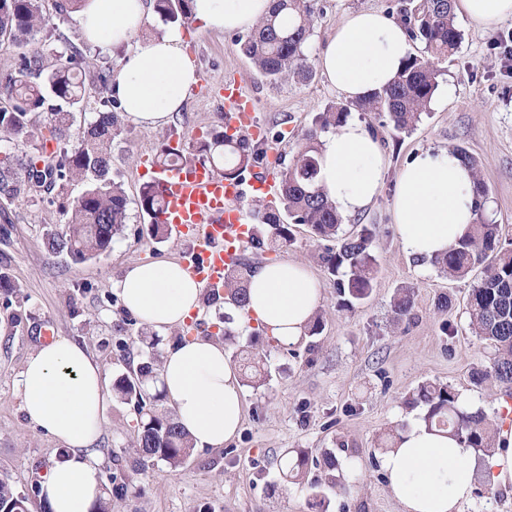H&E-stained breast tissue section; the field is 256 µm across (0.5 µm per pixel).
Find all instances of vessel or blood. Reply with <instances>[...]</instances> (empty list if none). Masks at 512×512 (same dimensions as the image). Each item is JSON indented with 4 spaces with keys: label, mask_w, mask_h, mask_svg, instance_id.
Listing matches in <instances>:
<instances>
[{
    "label": "vessel or blood",
    "mask_w": 512,
    "mask_h": 512,
    "mask_svg": "<svg viewBox=\"0 0 512 512\" xmlns=\"http://www.w3.org/2000/svg\"><path fill=\"white\" fill-rule=\"evenodd\" d=\"M224 125L257 139L261 127L255 105L239 83L224 85ZM163 197L162 221L177 238L189 239L180 263L203 289L216 287L237 265L250 237L245 201L276 192L275 175L262 172L236 181L202 165L160 168L155 176Z\"/></svg>",
    "instance_id": "vessel-or-blood-1"
}]
</instances>
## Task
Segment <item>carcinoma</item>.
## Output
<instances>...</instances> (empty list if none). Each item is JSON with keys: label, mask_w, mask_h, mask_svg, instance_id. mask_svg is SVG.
<instances>
[{"label": "carcinoma", "mask_w": 512, "mask_h": 512, "mask_svg": "<svg viewBox=\"0 0 512 512\" xmlns=\"http://www.w3.org/2000/svg\"><path fill=\"white\" fill-rule=\"evenodd\" d=\"M192 0H155L154 11L166 24L190 22ZM316 0H276L271 13L260 20L244 38L240 50L265 77L273 80L297 79L306 82L313 70L305 46L316 22ZM400 22L411 39L422 44L418 55L408 56L398 77L381 92L358 103L331 105L318 113L312 127L304 132L290 165L281 174L280 205L257 204L253 207L254 235L251 249L277 252L293 242L291 227L306 225L318 242L336 239L343 218L335 204L316 185L320 134L346 122L351 109L389 117L393 128H413L427 111L438 87V74L430 58H445L462 42L455 23L452 0H416L397 7ZM6 36L22 49L13 68L0 73V140H21L30 144L32 153L7 160L0 159V195L9 199L38 198L61 201L70 212L67 229L46 227L43 245L53 255L64 254L75 262H84L106 252L113 238L127 224V197L121 182L112 176V146L125 131L118 103L111 97L102 102L96 119L79 136L72 134L74 116L90 106L86 97V79L109 92L111 71L95 68L76 46L47 55L44 46L52 39L50 18L44 0H0V36ZM56 150L44 152L42 129ZM228 157L229 178H239L259 166L265 157L264 143L239 134L226 135L216 130L198 145L163 142L160 156L163 166L193 162L201 153ZM473 171L476 195L486 199L488 181L477 159L463 147L452 149ZM83 184L76 197L68 196L69 186ZM141 213L149 218L151 237L161 239L167 227L159 219L162 197L159 187L149 183L138 200ZM501 227L486 220L477 210L472 232L432 264L453 280L473 279L467 310L469 326L488 342L493 350L490 366L477 372L499 382L512 395V250L500 247ZM373 232L364 227L357 234L340 240L336 247L325 246L318 258L333 277L337 292L350 307L366 299L378 272L372 251ZM252 268L239 265L224 277V283L207 295V302L231 304L243 308L247 301V282ZM415 311L414 291L402 287L393 301L397 321H408ZM158 382L153 363L140 364L131 376L120 378L116 394L127 401L141 402L146 387ZM458 393L446 384L426 382L417 389L415 400L428 407L426 421L448 430L468 446L486 452L495 448L496 434L480 411L457 408ZM193 444L177 421L173 410L151 411L141 421L136 440L137 463L143 469L163 462L172 469L190 457ZM345 489L343 474L336 473V459L327 452L323 471L312 488ZM28 512L26 498L0 480V506Z\"/></svg>", "instance_id": "carcinoma-1"}]
</instances>
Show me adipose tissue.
Returning a JSON list of instances; mask_svg holds the SVG:
<instances>
[{
  "label": "adipose tissue",
  "instance_id": "adipose-tissue-1",
  "mask_svg": "<svg viewBox=\"0 0 512 512\" xmlns=\"http://www.w3.org/2000/svg\"><path fill=\"white\" fill-rule=\"evenodd\" d=\"M274 0H193L204 28L244 31L267 16ZM453 11L478 30L512 18V0H454ZM148 18L145 0H83L76 20L91 49L126 54L112 71V96L125 115L149 129L180 112L196 82L193 63L172 32L138 38ZM411 51L408 34L374 9L349 13L319 54L329 83L351 102L391 84ZM387 172L378 140L354 121L323 136L318 184L341 216L355 215L380 193ZM473 174L450 150L419 151L401 169L392 220L403 249L430 260L463 239L476 216ZM126 309L156 332L182 326L199 309L202 288L179 262L143 263L119 281ZM239 325L257 324L285 345L297 343L319 307L322 287L295 261L265 263L253 270ZM29 421L65 447L40 482L47 512H95L105 493L95 443L108 409V385L100 364L77 342L59 336L39 345L20 380ZM159 389L195 448H219L242 422L240 376L223 345L189 339L168 348ZM498 449L486 454L449 432L414 421L380 457L388 486L402 512H462L473 498L476 476L495 487L512 486V422L502 421Z\"/></svg>",
  "mask_w": 512,
  "mask_h": 512
}]
</instances>
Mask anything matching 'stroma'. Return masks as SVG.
<instances>
[{
    "mask_svg": "<svg viewBox=\"0 0 512 512\" xmlns=\"http://www.w3.org/2000/svg\"><path fill=\"white\" fill-rule=\"evenodd\" d=\"M398 4L317 0L318 23L306 47L309 61H316L345 14L392 12ZM456 24L462 43L437 61L438 88L413 131L394 130L382 115L350 113L374 131L387 163L378 197L341 226L345 232L367 227L374 233L378 273L370 296L353 309L341 308L305 225H293L291 246L250 254L256 266L279 260L309 266L322 287L320 333L289 346L266 333L254 341L243 333L227 344L234 365H241L244 349L263 360L271 375L261 384L242 378L244 417L232 440L221 448L193 450L174 470L161 462L149 475L138 474L134 448L141 415L135 403L112 398L96 443L112 512H401L380 470L379 454L393 434L425 417L426 405L410 401L421 383L451 386L489 423H498L503 389L491 378L478 385L472 381L488 366L491 349L469 326L470 281L450 280L432 264L409 258L392 222L396 179L405 163L423 149L461 146L478 159L488 179L484 213L500 224L502 241L512 249V55L491 48L489 32L473 29L462 18ZM181 34L196 82L166 126L151 130L127 123L124 138L114 144L113 169L130 207L123 233L107 252L82 263L49 256L42 244L45 227H64L66 215L42 202L0 197V272L18 282L22 292L18 298L0 293V479L26 497L29 512H45L38 482L62 453L55 439L29 422L23 408L20 374L44 327L83 345L111 382L135 363L163 358L169 346L184 339L183 329L160 334L141 324L115 287L126 268L176 259L186 246L171 235L152 239L137 207L140 190L159 163L162 141L209 139L224 110V83L236 80L252 98L270 147L262 166L278 174L316 114L341 99L318 69L304 83H270L241 53L239 33H215L194 22ZM403 285L415 290V316L396 325L391 303ZM444 296L451 304L442 310L437 303ZM328 449L357 467L346 473L343 492L329 490L317 500L310 483ZM289 450L310 459L296 482L281 476Z\"/></svg>",
    "mask_w": 512,
    "mask_h": 512,
    "instance_id": "1",
    "label": "stroma"
}]
</instances>
